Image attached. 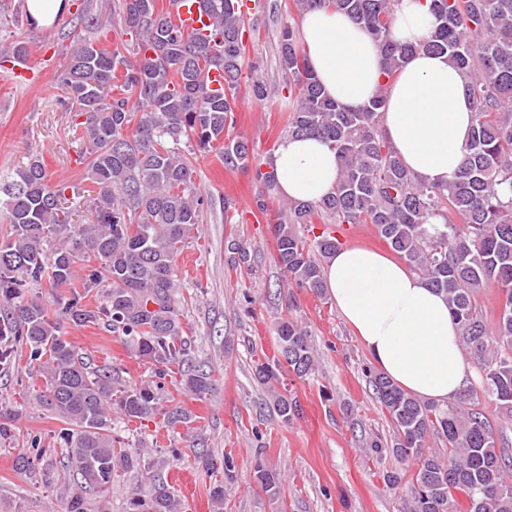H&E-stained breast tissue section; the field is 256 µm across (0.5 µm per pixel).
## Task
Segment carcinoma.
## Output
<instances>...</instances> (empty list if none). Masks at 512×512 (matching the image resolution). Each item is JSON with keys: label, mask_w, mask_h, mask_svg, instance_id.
I'll return each instance as SVG.
<instances>
[{"label": "carcinoma", "mask_w": 512, "mask_h": 512, "mask_svg": "<svg viewBox=\"0 0 512 512\" xmlns=\"http://www.w3.org/2000/svg\"><path fill=\"white\" fill-rule=\"evenodd\" d=\"M397 0H292L280 29L279 65L295 89L288 134L317 136L340 165L333 194L317 201H290L271 225L276 259L287 287L325 296L320 258L338 239L314 224H370L378 236L431 287L448 299L462 346L475 359L482 391L512 416V0H430L437 25L417 45L394 40ZM121 37L99 43L98 17L85 7L62 34L59 81L85 116V165L80 183L54 182L35 155L0 181V214L10 232L0 240V364L26 347L29 361H43L45 390L39 399L64 424L59 437L77 475L65 512H85L87 495H105L119 472H153L157 461L131 448L113 431L112 413L129 420H154L169 431L195 417L181 405H161V385H131L109 366L91 369L61 335L65 323L102 325L124 340L135 357L154 367L161 380L179 375L182 389L202 395L213 386L212 371L192 357L183 337L176 281L177 256L201 223L205 197L196 187L194 150L218 151L228 169L254 162L246 140L230 133L241 87L263 101L265 82L245 72L246 17L230 0H203L214 33L186 31L156 0H117ZM313 6L334 8L376 40L383 50V75L393 81L405 61L423 50L448 55L469 82L474 124L461 166L446 184L416 181L381 130L387 85L369 103L346 109L329 98L305 62L295 17ZM224 73L213 89L209 73ZM263 190L255 198L267 211L276 188L272 170L255 167ZM433 217L440 224H429ZM233 267L252 268L250 247L227 243ZM80 271L83 291L70 289ZM55 291L48 309L35 289ZM495 285L501 307L495 326L476 308L475 293ZM105 286V300L85 303ZM277 348L288 355L258 362L253 383L272 390L283 369L300 378L315 374L311 335L294 319L275 324ZM365 377L388 413L396 440L386 447L366 443L377 456L412 462L413 512H457L448 482L463 493L468 512H512V459L497 447L483 414L469 407L474 390L443 404L422 401L383 373ZM283 424L298 414L297 401L274 396ZM448 439V458L427 451L430 437ZM195 461L212 476L216 512L224 509V486L237 478L235 453L202 448ZM254 480L277 494L280 474L256 454ZM127 512H181L171 487L152 482L132 491Z\"/></svg>", "instance_id": "carcinoma-1"}]
</instances>
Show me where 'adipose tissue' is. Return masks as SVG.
Returning a JSON list of instances; mask_svg holds the SVG:
<instances>
[{
    "label": "adipose tissue",
    "instance_id": "obj_1",
    "mask_svg": "<svg viewBox=\"0 0 512 512\" xmlns=\"http://www.w3.org/2000/svg\"><path fill=\"white\" fill-rule=\"evenodd\" d=\"M435 26L429 0H397L396 41L419 44ZM299 31L325 94L349 109L367 104L383 82L378 43L332 8L307 10ZM387 96L382 132L397 156L419 181L448 182L473 122L465 78L447 56L420 52L388 84ZM272 166L279 193L296 200L329 195L339 174L335 152L313 136L282 139ZM324 285L361 344L402 389L443 404L465 388L468 366L448 302L422 276L381 252L343 247L328 259Z\"/></svg>",
    "mask_w": 512,
    "mask_h": 512
}]
</instances>
